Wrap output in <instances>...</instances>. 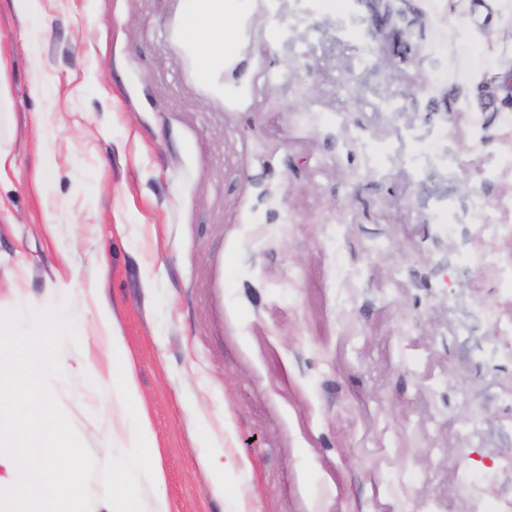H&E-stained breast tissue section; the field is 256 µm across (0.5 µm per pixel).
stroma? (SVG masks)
Masks as SVG:
<instances>
[{
    "instance_id": "1",
    "label": "stroma",
    "mask_w": 512,
    "mask_h": 512,
    "mask_svg": "<svg viewBox=\"0 0 512 512\" xmlns=\"http://www.w3.org/2000/svg\"><path fill=\"white\" fill-rule=\"evenodd\" d=\"M40 5L0 0V309L67 301L79 345L51 392L95 458L147 418L148 512H471L458 487L482 474L512 493V364L480 350L512 325V237L477 230L512 225V129L459 112L461 65L492 56L440 0L380 32L355 0H232L206 79L191 0ZM94 281L131 412L77 366L108 363ZM96 303L99 313V322L102 331L110 338V352L112 354V367L109 368L107 377L93 368L95 375L103 380L117 384L124 404H131L138 398V389L131 365L124 357V351L120 340L116 337L110 322L109 309L104 300L96 294Z\"/></svg>"
}]
</instances>
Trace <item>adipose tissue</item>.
Returning <instances> with one entry per match:
<instances>
[{
    "mask_svg": "<svg viewBox=\"0 0 512 512\" xmlns=\"http://www.w3.org/2000/svg\"><path fill=\"white\" fill-rule=\"evenodd\" d=\"M216 0H194V6L184 21L186 36L199 43L202 56L198 62L200 73H208L215 58L210 40L214 33L213 16ZM448 19L462 22L469 38L475 46H483L488 38L503 29H512V0H447ZM469 91L460 106L461 111L470 115L472 125H480L481 117L489 100H502L512 97V46L499 50L492 67H480L473 71ZM99 322L102 331L110 338L112 365L107 379L117 384L122 401L134 403L138 389L131 365L124 357L122 344L113 335L109 309L105 301L97 303Z\"/></svg>",
    "mask_w": 512,
    "mask_h": 512,
    "instance_id": "ef3b65f1",
    "label": "adipose tissue"
}]
</instances>
